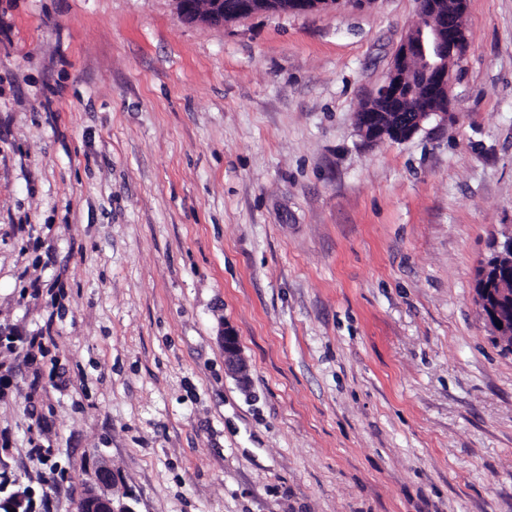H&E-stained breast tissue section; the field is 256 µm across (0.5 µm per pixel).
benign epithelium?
Instances as JSON below:
<instances>
[{
  "instance_id": "benign-epithelium-1",
  "label": "benign epithelium",
  "mask_w": 512,
  "mask_h": 512,
  "mask_svg": "<svg viewBox=\"0 0 512 512\" xmlns=\"http://www.w3.org/2000/svg\"><path fill=\"white\" fill-rule=\"evenodd\" d=\"M179 13L188 21H201L222 25L254 14L333 12L344 4L364 8L375 0H176ZM418 21L413 31L398 46L383 81L373 91L371 98L383 103L386 109L397 114L392 123L391 136L381 132V115L378 112L356 113V125L365 139L371 142L390 140L401 142L414 136L422 123L437 115L448 113L407 112L405 102L415 92L407 76H416L427 95L436 99H449L453 73L449 61L465 56L467 45L457 25L458 10L466 0H454L448 7L442 0H418ZM498 289H478L475 299L482 309L486 322L506 350L512 351V260L496 263ZM224 365L241 384L248 381V366L241 358L239 345L233 331L224 330ZM78 512H135L128 504L90 488L79 504Z\"/></svg>"
}]
</instances>
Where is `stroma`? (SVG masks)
<instances>
[{
	"label": "stroma",
	"mask_w": 512,
	"mask_h": 512,
	"mask_svg": "<svg viewBox=\"0 0 512 512\" xmlns=\"http://www.w3.org/2000/svg\"><path fill=\"white\" fill-rule=\"evenodd\" d=\"M417 9L0 0L6 491L77 512L106 469L135 512H512V353L473 290L512 230V0H467L446 122L368 142ZM179 13L188 21L211 25L254 14L333 12L341 5L364 8L374 0H175ZM231 15L232 18H226ZM224 365L241 384L248 381V366L241 358L239 345L233 331L225 329L224 336Z\"/></svg>",
	"instance_id": "35a3bbf8"
}]
</instances>
